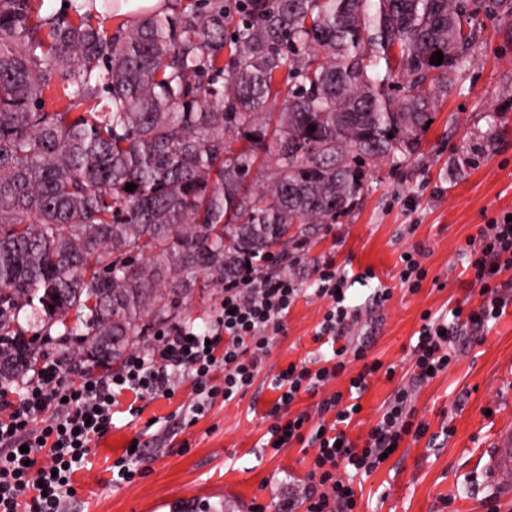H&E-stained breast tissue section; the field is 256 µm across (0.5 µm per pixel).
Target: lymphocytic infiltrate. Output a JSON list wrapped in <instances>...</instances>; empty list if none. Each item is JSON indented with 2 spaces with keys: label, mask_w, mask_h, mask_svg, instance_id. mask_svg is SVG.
Returning a JSON list of instances; mask_svg holds the SVG:
<instances>
[{
  "label": "lymphocytic infiltrate",
  "mask_w": 512,
  "mask_h": 512,
  "mask_svg": "<svg viewBox=\"0 0 512 512\" xmlns=\"http://www.w3.org/2000/svg\"><path fill=\"white\" fill-rule=\"evenodd\" d=\"M464 254L480 303H460L438 315L422 313L409 381L397 386L360 444L345 427L360 413L368 379L381 364L370 360L368 342L345 344L358 319L344 291L347 278L334 260L317 265L313 293L328 304L317 335L334 349L319 367L292 362L272 379L278 396L266 414L269 425L262 436L267 448L280 443L314 451L304 499L288 500L282 512H355L354 477L375 472L389 449L425 437L428 426L416 418L410 388L447 371L457 347L481 343V331L502 315L506 301L499 277L512 270V220L502 215L488 219ZM302 293L287 274H265L254 263L225 282L220 311L209 326L200 331L180 325L159 329L150 352H129L117 371L95 375L76 361L64 365L48 360L21 389L0 384V512H67L76 494L74 475L83 468L92 442L110 431L123 394L137 400L128 409L134 418L141 413L140 401L173 398L184 376L192 381L189 411L195 418L215 401L243 395ZM351 367L356 373L346 390L323 398L315 412H292L301 394L315 393Z\"/></svg>",
  "instance_id": "lymphocytic-infiltrate-1"
}]
</instances>
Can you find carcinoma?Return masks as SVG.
<instances>
[{
    "label": "carcinoma",
    "instance_id": "carcinoma-1",
    "mask_svg": "<svg viewBox=\"0 0 512 512\" xmlns=\"http://www.w3.org/2000/svg\"><path fill=\"white\" fill-rule=\"evenodd\" d=\"M99 1L116 17L112 0L44 16L0 0V379L35 360L27 308L84 360L105 344L108 370L198 276L222 287L338 223L371 170L418 154L479 17L512 16V0H187L111 33ZM268 160L278 178L249 190Z\"/></svg>",
    "mask_w": 512,
    "mask_h": 512
}]
</instances>
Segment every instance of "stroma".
Segmentation results:
<instances>
[{
    "label": "stroma",
    "mask_w": 512,
    "mask_h": 512,
    "mask_svg": "<svg viewBox=\"0 0 512 512\" xmlns=\"http://www.w3.org/2000/svg\"><path fill=\"white\" fill-rule=\"evenodd\" d=\"M505 212H512V17L483 20L471 62L449 84L419 153L402 164L381 163L339 223L315 224L299 236L300 264L275 261V271L288 272L305 293L247 392L215 402L192 425L182 422L193 402L190 380H182L172 399L145 402L136 420L127 412L132 395L121 396L111 433L98 441L88 468L74 475L77 494L68 512H247L254 500L267 512H281L287 498H303L309 455L297 445L272 452L262 436L276 397L271 378L289 363L329 352L315 340L328 308L309 291L315 262L331 257L349 274H374L350 290L361 316L349 336L373 334L370 356L384 366L348 427L350 436H362L409 367L422 312L478 301L464 248L488 218ZM413 249L428 271L416 293L398 279L399 256ZM380 287L391 289L392 298L378 307L371 298ZM502 295L505 311L484 330L482 344L462 345L447 371L413 393L417 417L436 442L406 443L361 478L358 512H487L483 450L498 427L512 424V283ZM221 299V287L198 281L181 323L202 329ZM389 367L395 379L387 378ZM138 436L146 442L145 471L114 486L109 468Z\"/></svg>",
    "instance_id": "stroma-1"
}]
</instances>
